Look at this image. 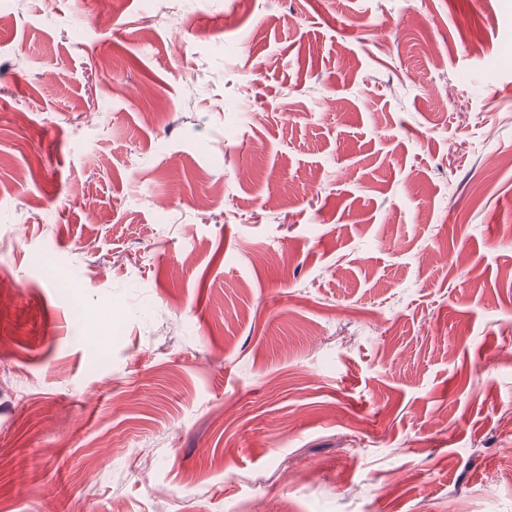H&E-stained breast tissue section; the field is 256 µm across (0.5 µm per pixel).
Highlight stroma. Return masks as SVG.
Returning <instances> with one entry per match:
<instances>
[{
	"label": "stroma",
	"instance_id": "stroma-1",
	"mask_svg": "<svg viewBox=\"0 0 512 512\" xmlns=\"http://www.w3.org/2000/svg\"><path fill=\"white\" fill-rule=\"evenodd\" d=\"M175 8L0 0V512H512V0Z\"/></svg>",
	"mask_w": 512,
	"mask_h": 512
}]
</instances>
